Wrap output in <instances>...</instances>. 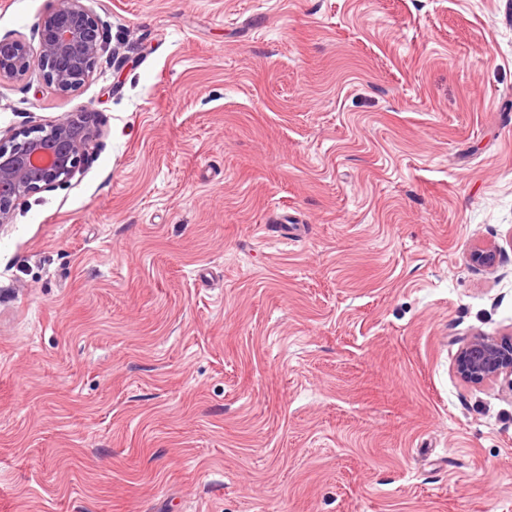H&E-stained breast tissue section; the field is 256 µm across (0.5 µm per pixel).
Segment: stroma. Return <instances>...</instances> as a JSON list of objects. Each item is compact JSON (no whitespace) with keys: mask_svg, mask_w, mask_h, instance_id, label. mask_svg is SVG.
Instances as JSON below:
<instances>
[{"mask_svg":"<svg viewBox=\"0 0 512 512\" xmlns=\"http://www.w3.org/2000/svg\"><path fill=\"white\" fill-rule=\"evenodd\" d=\"M85 5L87 82L0 85L99 130L0 227V512H512L454 370L512 332V0Z\"/></svg>","mask_w":512,"mask_h":512,"instance_id":"35a3bbf8","label":"stroma"}]
</instances>
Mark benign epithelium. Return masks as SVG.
Listing matches in <instances>:
<instances>
[{
	"instance_id": "7a95c632",
	"label": "benign epithelium",
	"mask_w": 512,
	"mask_h": 512,
	"mask_svg": "<svg viewBox=\"0 0 512 512\" xmlns=\"http://www.w3.org/2000/svg\"><path fill=\"white\" fill-rule=\"evenodd\" d=\"M37 33L35 55L20 37L0 38V85L23 80L36 68L48 86L66 95L90 78L105 50L99 22L83 0H55ZM98 134L92 113L78 112L0 137V224L11 222L18 199L67 183ZM498 255L496 246H477L470 260L493 270ZM455 371L466 383L500 382L512 391V334L469 337L459 349Z\"/></svg>"
}]
</instances>
